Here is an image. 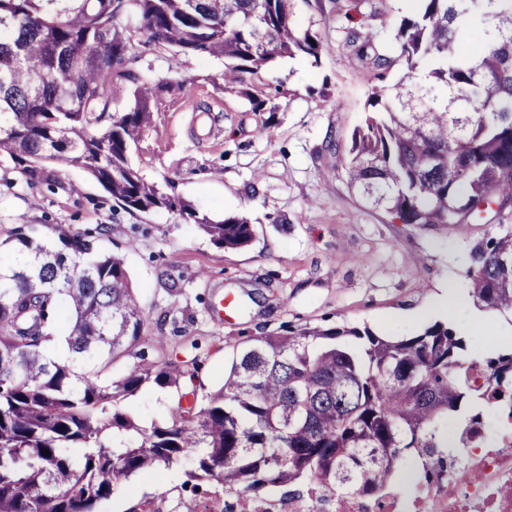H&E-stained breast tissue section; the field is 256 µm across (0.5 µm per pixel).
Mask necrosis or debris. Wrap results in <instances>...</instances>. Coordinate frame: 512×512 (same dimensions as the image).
<instances>
[{
	"label": "necrosis or debris",
	"mask_w": 512,
	"mask_h": 512,
	"mask_svg": "<svg viewBox=\"0 0 512 512\" xmlns=\"http://www.w3.org/2000/svg\"><path fill=\"white\" fill-rule=\"evenodd\" d=\"M497 434L472 431L461 458L410 460V487L393 484L370 495H327L311 488L301 496L253 503V512H512V400L495 404Z\"/></svg>",
	"instance_id": "obj_1"
}]
</instances>
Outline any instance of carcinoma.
Wrapping results in <instances>:
<instances>
[{"mask_svg":"<svg viewBox=\"0 0 512 512\" xmlns=\"http://www.w3.org/2000/svg\"><path fill=\"white\" fill-rule=\"evenodd\" d=\"M138 36L175 59H224L225 89L254 112H275L281 94L255 84L261 69L320 54L315 35L294 29L289 0H0V158L27 184L78 168L127 211H177L220 247L250 245L247 217L215 222L134 165L152 101L181 85L172 67L149 86L125 69ZM342 45L376 81L349 141L330 143L350 189L404 224H460L465 211L481 217L486 198L512 200V0H420L389 35L344 27ZM395 66L404 75L388 84ZM115 76L135 84L120 115L110 114ZM103 232L62 230L45 244L17 229L14 261L0 262V512H96L118 479L184 457L187 482L224 490L237 512L305 479L331 495L373 492L409 451L443 447L464 399L486 402L499 376L512 380V351L468 362L442 321L403 338L289 324L240 346L196 411L179 405L141 425L124 402L146 385L177 389L187 371L143 354L116 380L77 371L144 336L124 258L93 238ZM468 261L479 308L512 313L508 216Z\"/></svg>","mask_w":512,"mask_h":512,"instance_id":"obj_1","label":"carcinoma"}]
</instances>
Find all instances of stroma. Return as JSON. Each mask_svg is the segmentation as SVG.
Returning a JSON list of instances; mask_svg holds the SVG:
<instances>
[{"label":"stroma","mask_w":512,"mask_h":512,"mask_svg":"<svg viewBox=\"0 0 512 512\" xmlns=\"http://www.w3.org/2000/svg\"><path fill=\"white\" fill-rule=\"evenodd\" d=\"M290 3L295 28L317 36L320 62L286 58L260 72L261 82L285 89L274 117L225 92L223 60L188 58L182 86L153 102V122L132 155L146 180L212 219L250 218L251 245L218 247L175 212L129 213L75 168L46 170L42 183L24 188L13 163L0 159V242L18 227L47 242L62 228L81 233L102 225L101 249L125 257L147 338L140 353L106 367L85 361L82 369L113 379L140 357L162 354L190 370L180 390L150 385L126 401L139 423L192 407L222 386L237 346L288 323L349 321L387 336L419 334L438 321L431 307L448 282L467 287L468 252L495 229L492 215L480 223L404 224L348 189L328 142H346L364 118L372 77L340 43L342 27L363 16L336 17L332 0ZM164 269L181 278L180 292L166 287ZM226 296L236 307L220 319ZM186 468L180 462L119 479L99 512L139 505L205 512L211 499L186 485Z\"/></svg>","instance_id":"obj_1"}]
</instances>
